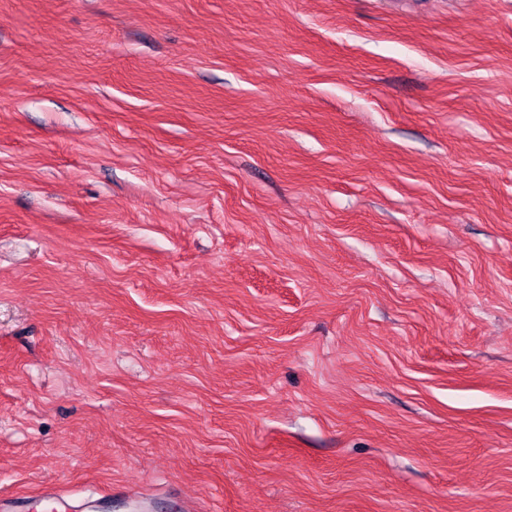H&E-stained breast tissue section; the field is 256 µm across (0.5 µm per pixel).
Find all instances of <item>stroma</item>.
Returning a JSON list of instances; mask_svg holds the SVG:
<instances>
[{"mask_svg":"<svg viewBox=\"0 0 512 512\" xmlns=\"http://www.w3.org/2000/svg\"><path fill=\"white\" fill-rule=\"evenodd\" d=\"M512 512V0H0V495Z\"/></svg>","mask_w":512,"mask_h":512,"instance_id":"1","label":"stroma"}]
</instances>
